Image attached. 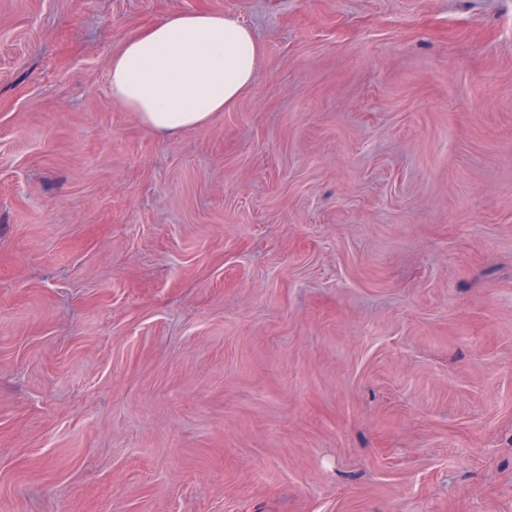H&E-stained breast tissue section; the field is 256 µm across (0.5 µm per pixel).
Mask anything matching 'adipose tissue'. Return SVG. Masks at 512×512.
<instances>
[{
  "label": "adipose tissue",
  "instance_id": "obj_1",
  "mask_svg": "<svg viewBox=\"0 0 512 512\" xmlns=\"http://www.w3.org/2000/svg\"><path fill=\"white\" fill-rule=\"evenodd\" d=\"M261 46L239 19L173 13L129 36L112 55L113 103L165 135L204 125L254 82Z\"/></svg>",
  "mask_w": 512,
  "mask_h": 512
}]
</instances>
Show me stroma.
I'll list each match as a JSON object with an SVG mask.
<instances>
[{
	"label": "stroma",
	"instance_id": "35a3bbf8",
	"mask_svg": "<svg viewBox=\"0 0 512 512\" xmlns=\"http://www.w3.org/2000/svg\"><path fill=\"white\" fill-rule=\"evenodd\" d=\"M195 11L258 74L165 136ZM0 512H512V0H0ZM261 46L224 13H173L129 36L112 54V102L164 135L204 125L256 79Z\"/></svg>",
	"mask_w": 512,
	"mask_h": 512
}]
</instances>
